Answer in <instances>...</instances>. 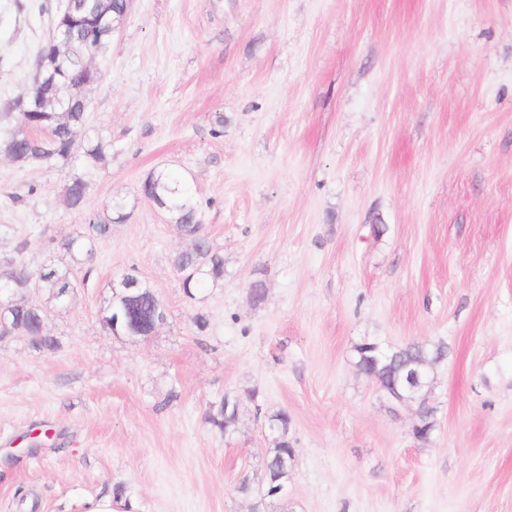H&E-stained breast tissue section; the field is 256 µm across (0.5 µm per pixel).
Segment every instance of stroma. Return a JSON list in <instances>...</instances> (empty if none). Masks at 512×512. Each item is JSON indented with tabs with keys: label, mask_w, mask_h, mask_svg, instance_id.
Segmentation results:
<instances>
[{
	"label": "stroma",
	"mask_w": 512,
	"mask_h": 512,
	"mask_svg": "<svg viewBox=\"0 0 512 512\" xmlns=\"http://www.w3.org/2000/svg\"><path fill=\"white\" fill-rule=\"evenodd\" d=\"M64 2L0 0V113ZM94 66L83 135L104 162L0 155V258L25 240L30 267L79 281L63 307L25 295L54 349L0 341V512L116 490L138 512H512V0H132ZM164 168L224 256L192 299L173 266L191 241L141 194ZM118 203L84 280L51 243ZM131 269L167 309L138 342L101 321ZM371 338L445 346L428 440L417 403L358 370ZM279 410L284 498L259 491Z\"/></svg>",
	"instance_id": "35a3bbf8"
}]
</instances>
